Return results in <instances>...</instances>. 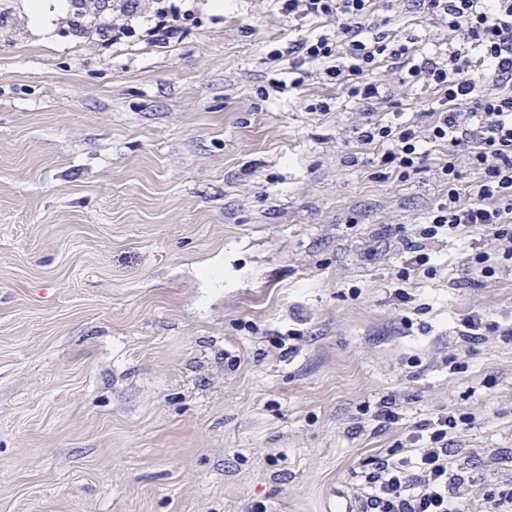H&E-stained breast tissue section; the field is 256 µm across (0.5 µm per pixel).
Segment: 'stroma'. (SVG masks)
Returning <instances> with one entry per match:
<instances>
[{
	"label": "stroma",
	"mask_w": 512,
	"mask_h": 512,
	"mask_svg": "<svg viewBox=\"0 0 512 512\" xmlns=\"http://www.w3.org/2000/svg\"><path fill=\"white\" fill-rule=\"evenodd\" d=\"M223 2L160 46L0 0V512H336L448 412L512 482V260L479 226L424 238L447 147L386 173L346 86L271 60L276 0ZM373 17L441 33L410 0ZM373 78L379 118L424 122L434 87Z\"/></svg>",
	"instance_id": "obj_1"
}]
</instances>
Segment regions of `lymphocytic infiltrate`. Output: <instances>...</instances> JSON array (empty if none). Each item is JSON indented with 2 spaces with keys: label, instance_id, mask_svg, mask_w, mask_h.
<instances>
[{
  "label": "lymphocytic infiltrate",
  "instance_id": "f902f5d3",
  "mask_svg": "<svg viewBox=\"0 0 512 512\" xmlns=\"http://www.w3.org/2000/svg\"><path fill=\"white\" fill-rule=\"evenodd\" d=\"M280 2L288 21L335 22L333 33L291 40L288 67L320 68L329 79L349 84L367 116L359 138L383 146V165L405 180L416 172L423 144L448 146V160L440 168L448 197L434 210L427 236L477 225L503 244L512 260V0H419L425 16L448 30L432 54L422 57L378 29L372 0ZM384 61L403 68L405 82L437 89L440 98L427 112L428 123L375 119L387 98L372 75ZM462 150L483 172L476 196L466 205L455 187ZM466 423L451 413L424 421L415 427L408 455L373 458L362 475L363 512H464L474 490L492 512H512V483L473 476L454 450L452 438Z\"/></svg>",
  "mask_w": 512,
  "mask_h": 512
}]
</instances>
